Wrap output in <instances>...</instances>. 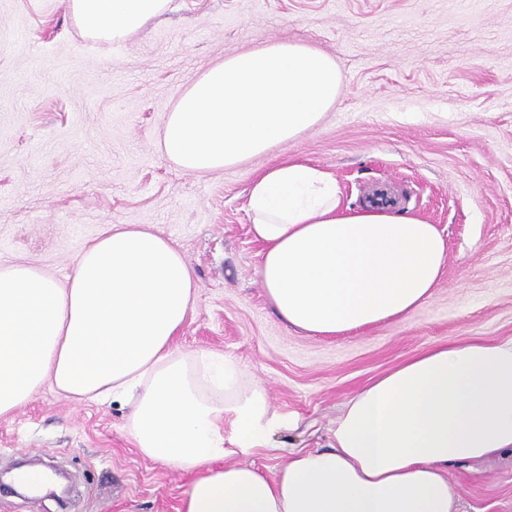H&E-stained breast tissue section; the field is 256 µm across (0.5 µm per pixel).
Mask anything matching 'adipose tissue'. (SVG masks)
Listing matches in <instances>:
<instances>
[{
    "mask_svg": "<svg viewBox=\"0 0 512 512\" xmlns=\"http://www.w3.org/2000/svg\"><path fill=\"white\" fill-rule=\"evenodd\" d=\"M170 0H66L75 26L120 43ZM334 59L272 42L210 66L168 112L161 150L176 167L221 170L315 127L334 105ZM258 275L278 317L333 336L406 318L436 286L446 244L435 225L341 200L331 174L282 159L252 184ZM197 280L154 230L111 224L66 285L0 264V417L44 383L66 397L131 405L139 452L191 473L179 512H459L449 467L512 455V340L424 351L346 400L329 447L265 474L233 455L265 450L284 424L266 389L222 356L172 341Z\"/></svg>",
    "mask_w": 512,
    "mask_h": 512,
    "instance_id": "obj_1",
    "label": "adipose tissue"
}]
</instances>
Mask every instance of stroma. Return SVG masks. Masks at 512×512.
<instances>
[{
	"label": "stroma",
	"instance_id": "35a3bbf8",
	"mask_svg": "<svg viewBox=\"0 0 512 512\" xmlns=\"http://www.w3.org/2000/svg\"><path fill=\"white\" fill-rule=\"evenodd\" d=\"M272 41L330 55L341 85L313 129L236 166L188 172L159 146L165 115L209 66ZM320 167L343 202L388 183L434 224L446 257L408 318L336 336L286 327L257 274L247 209L281 158ZM109 224L172 240L194 271L173 341L263 383L286 425L254 455L327 447L346 399L432 347L512 340V0H170L127 41L97 45L64 0H0V263L66 284ZM123 402H76L43 385L0 418V471L63 470L65 504L0 489V512H178L191 477L144 457ZM462 512H512V457L450 468Z\"/></svg>",
	"mask_w": 512,
	"mask_h": 512
}]
</instances>
